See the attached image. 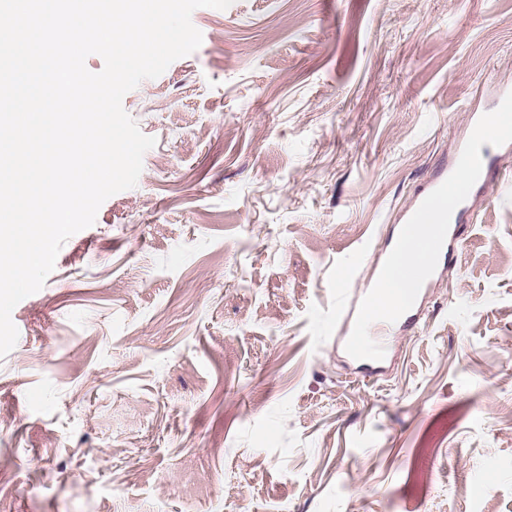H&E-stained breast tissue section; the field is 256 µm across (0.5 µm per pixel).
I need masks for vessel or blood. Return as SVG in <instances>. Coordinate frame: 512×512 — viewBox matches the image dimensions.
Instances as JSON below:
<instances>
[{"label":"vessel or blood","mask_w":512,"mask_h":512,"mask_svg":"<svg viewBox=\"0 0 512 512\" xmlns=\"http://www.w3.org/2000/svg\"><path fill=\"white\" fill-rule=\"evenodd\" d=\"M499 116V125L495 130L489 131L487 138L491 141L512 140V92L502 91L496 104ZM461 177L455 180L440 179L432 187L430 193L425 194L418 203L407 213V223L413 224L420 220L425 209L429 208L432 199L438 194H451L455 204H463L470 196L475 186L485 188L501 184L502 176L492 166L490 156L485 147L473 145L468 147L459 159ZM389 298L390 307L381 316L376 328L380 334L379 339L360 341V331L354 327H346V349L356 358H380L386 353V347L381 342L382 336L388 335L396 325H405L413 320L412 310L417 301V293H409L402 297L393 296L391 288L384 276H377L369 292V303H376L380 298Z\"/></svg>","instance_id":"obj_1"}]
</instances>
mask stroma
Returning <instances> with one entry per match:
<instances>
[{
	"instance_id": "1",
	"label": "stroma",
	"mask_w": 512,
	"mask_h": 512,
	"mask_svg": "<svg viewBox=\"0 0 512 512\" xmlns=\"http://www.w3.org/2000/svg\"><path fill=\"white\" fill-rule=\"evenodd\" d=\"M123 98L156 140L12 311L10 512H512L506 183L379 363L360 303L417 198L512 90V0H234ZM342 330L347 335L346 349L351 356L355 358H381L385 355L386 346L376 341L372 336L365 343L359 340L360 326L359 328H354L348 325L345 329L343 325Z\"/></svg>"
}]
</instances>
